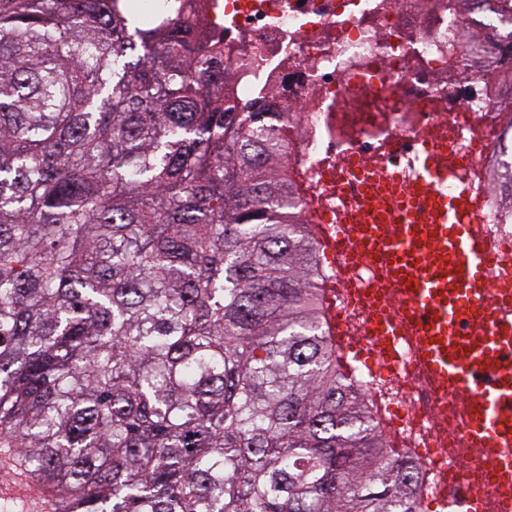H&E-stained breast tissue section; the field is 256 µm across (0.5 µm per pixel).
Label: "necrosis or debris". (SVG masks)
Segmentation results:
<instances>
[{"instance_id":"necrosis-or-debris-1","label":"necrosis or debris","mask_w":512,"mask_h":512,"mask_svg":"<svg viewBox=\"0 0 512 512\" xmlns=\"http://www.w3.org/2000/svg\"><path fill=\"white\" fill-rule=\"evenodd\" d=\"M158 21L185 11L182 39L220 34L224 94L288 131L291 221L320 232L359 207L354 163L398 181L410 178L423 140L443 142L464 162L449 190L476 197L481 230L500 250L492 275L512 289V59L473 62L475 41L512 31V0H135ZM336 290L341 336L362 344L367 277L342 260L323 265ZM352 376L388 447L415 467L421 504L459 451L456 421L437 442L440 415L419 367L395 373L358 364Z\"/></svg>"}]
</instances>
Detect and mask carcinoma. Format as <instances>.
<instances>
[{"label": "carcinoma", "mask_w": 512, "mask_h": 512, "mask_svg": "<svg viewBox=\"0 0 512 512\" xmlns=\"http://www.w3.org/2000/svg\"><path fill=\"white\" fill-rule=\"evenodd\" d=\"M122 0H0V448L54 512H421L336 362L288 150Z\"/></svg>", "instance_id": "cac0c4a2"}]
</instances>
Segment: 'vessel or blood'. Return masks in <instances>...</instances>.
<instances>
[{"mask_svg":"<svg viewBox=\"0 0 512 512\" xmlns=\"http://www.w3.org/2000/svg\"><path fill=\"white\" fill-rule=\"evenodd\" d=\"M452 174L432 145L417 158L405 183L360 176L364 210L326 225L328 254L355 257L385 283L372 301L371 345H339L341 357L398 368L405 355L421 365L437 404L464 405L466 440L484 453L479 466L488 494L472 491L465 470L454 469L453 488L471 512H512V294H493L495 247L481 233L470 192L446 191ZM483 325L461 335L464 322ZM12 512H53L51 497L34 479L0 485Z\"/></svg>","mask_w":512,"mask_h":512,"instance_id":"obj_1","label":"vessel or blood"}]
</instances>
